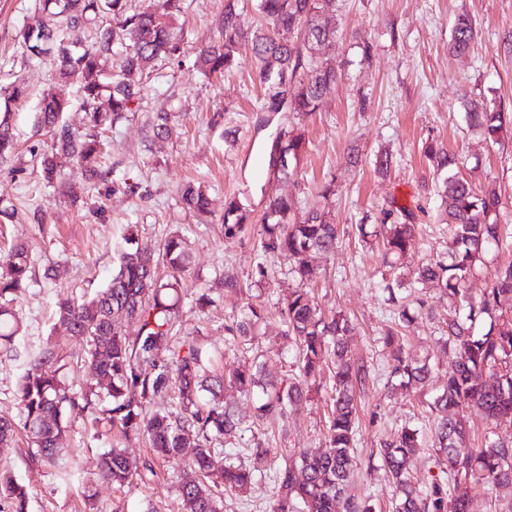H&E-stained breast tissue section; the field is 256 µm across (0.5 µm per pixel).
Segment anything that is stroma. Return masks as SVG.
<instances>
[{
	"mask_svg": "<svg viewBox=\"0 0 512 512\" xmlns=\"http://www.w3.org/2000/svg\"><path fill=\"white\" fill-rule=\"evenodd\" d=\"M180 5L175 20L180 52L158 59L140 75V100L108 133L110 148L102 164L107 180L64 197L43 180L38 159L47 138L36 132L34 121L49 89L69 101L66 122L81 127L78 87L57 81L50 63L29 62L23 52L17 34L31 21L36 0H0V85L19 81L27 88L26 96L10 106L19 153L0 162V210L11 213L0 224V251L23 244L33 257L30 280L16 304L24 331L13 353L0 358V415L18 417L17 384L45 341L70 353L67 384L76 386L85 378L79 366L84 346L56 325L54 304L59 295L79 299L109 283L132 224L141 248L158 250L177 233L192 254L180 310L183 333L198 334L226 366L257 355L274 379L292 374L294 351L282 336L275 303L295 282L284 258L262 256L261 216L268 197L288 196L302 213L328 187L330 218L340 237L333 254L314 260L308 287L326 315L341 313L354 322L352 352L373 368L358 394L357 464L349 492L372 495L377 512H392L386 474L369 468V458L381 440L405 423L425 425L427 403L447 378L453 356L438 342L448 301L429 290L423 314L407 331V350L430 357L432 379L420 392L391 388L380 338L393 319L383 287L448 250L438 196L441 177L424 156L426 143L460 153L459 173L475 189L496 186L502 200L498 222L503 235L512 237V132L498 143L485 142L467 127L462 107L468 95L512 111V54L504 52L502 43L512 30V0H333L336 40L325 55L339 78L319 110L305 117L263 111L264 90L249 50H242L221 76L197 68L199 48L219 37L225 0H180ZM460 13L473 17L478 35L469 52L456 57L448 41ZM163 107L175 112L171 131L147 140V115ZM293 128L304 131L307 142L297 172L279 179L259 170L254 158L266 142ZM352 147L360 155L355 167L345 162ZM384 151L392 163L382 175L375 159ZM188 184L206 189L209 216L185 209L180 190ZM228 197L249 211L248 234L225 237ZM389 209L418 227L414 247L395 264L384 262L376 238L364 239L357 232L358 225L382 223ZM260 263L267 276L259 285L254 271ZM227 274L238 280L239 291H225ZM200 286L210 288L214 300L202 311L193 303ZM250 303L263 305L265 318L246 343L227 335L224 327ZM332 384L330 374H323L311 400L294 407L283 424L256 422L251 398L225 388L221 402L251 428L268 455L255 462L251 441L235 438L221 439V447L233 449L235 461L262 471L274 469L288 449L318 447L324 441ZM71 422L73 429L61 442L67 454L57 467L34 464L25 441L0 447V462H9L14 477L30 490L29 512H183L181 463L158 462L149 483L135 480L113 488L97 478L101 454L119 446L136 466L148 456L147 445L94 432L81 414H72Z\"/></svg>",
	"mask_w": 512,
	"mask_h": 512,
	"instance_id": "1",
	"label": "stroma"
}]
</instances>
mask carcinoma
Masks as SVG:
<instances>
[{
    "label": "carcinoma",
    "mask_w": 512,
    "mask_h": 512,
    "mask_svg": "<svg viewBox=\"0 0 512 512\" xmlns=\"http://www.w3.org/2000/svg\"><path fill=\"white\" fill-rule=\"evenodd\" d=\"M330 2L257 0L266 25L250 35L239 24L236 0H227L220 37L200 50L198 63L212 74L222 73L247 47L265 88L266 111L278 112L283 105L287 112L309 115L337 80L336 68L317 57L336 38V29L326 23ZM178 11L180 0H151L147 8L131 14L124 0H40L39 15L21 29L20 42L30 60L48 58L60 80L80 84L83 130L63 121L68 103L53 93L43 96L36 116L37 131L50 140L40 161L43 179L59 194L74 193L73 184L62 177L66 167L75 169L89 186L102 177L101 136L140 98L135 75L154 60L178 52L171 24ZM103 13L112 15V27L102 30L92 46L76 50L65 44L64 30L83 26ZM476 36L472 18L458 15L449 50L465 54ZM25 92L17 82L0 86L1 159L16 148L9 104ZM463 108L468 127L490 143L512 129V112L468 96ZM170 121L171 112L165 109L152 113L147 120L151 137L166 135ZM304 148V133L279 132L264 155L267 170L277 166L278 176L290 175ZM424 154L437 171L447 173L438 191L448 224L447 257L414 273L415 283L437 286L449 303L440 332L445 344L452 346L455 364L428 402L434 465L440 475L426 481L414 476V455L424 438L414 424L379 442L377 457L393 488L395 512H469L475 489H512V443L487 435L475 447L469 424L473 414L492 423L512 417V265L495 268L490 288L480 297L469 296L466 288L487 249L512 247V241L502 236L497 222L502 201L495 188L475 191L455 172L458 156L436 143L426 144ZM182 200L193 213L209 212V198L199 188L185 187ZM247 220L237 199H225L224 236L248 233ZM261 224L262 252L288 258L289 273L297 282L277 302L284 336L295 347L296 371L277 384L267 378L258 359H246L230 376V384L241 393L258 396L256 420H285L288 409L304 398L310 382L326 367L332 368L333 378L325 447L294 449L274 468L272 512H375L371 497L347 494L355 463L357 389L369 377V367L351 355L350 319L323 315L306 286L311 257L334 252L339 230L326 206L315 204L299 217L286 196L268 198ZM378 228L384 255L404 257L413 245L415 225L393 221ZM124 242L118 270L106 288L81 302L62 296L55 306V318L87 347L91 380L78 390L66 386L61 374L68 355L58 345L45 343L19 381L20 419L0 416V445L11 444L21 429L31 458L55 465L62 453L60 439L68 428L67 414L79 409L88 414L92 427L104 424L127 439L147 440L151 448L150 457L136 471L122 450L103 453L100 479L119 487L135 476L144 483L155 475L157 461L175 458L192 444L196 453L179 487L180 498L187 512H219L225 494L251 487L254 469L242 464L215 469L212 438L240 436L245 429L226 407L204 398V393L222 388L225 380L213 369L211 352L195 336H178L179 290L190 254L178 235L165 242L158 256L140 249L132 232ZM31 272L32 258L23 245L0 258V349H10L20 333L13 303ZM385 289L394 305L395 327L381 337L391 358V375L400 385L420 390L428 385L432 368L428 359L406 353L402 334L414 320V311L398 295L403 282L387 284ZM261 320V313L250 305L225 330L247 337ZM126 321L139 324L137 335L130 337L122 330ZM28 503V488L11 472L1 470L0 512H28Z\"/></svg>",
    "instance_id": "obj_1"
}]
</instances>
